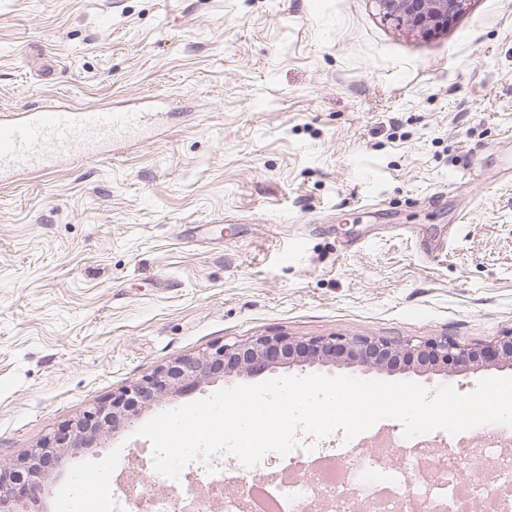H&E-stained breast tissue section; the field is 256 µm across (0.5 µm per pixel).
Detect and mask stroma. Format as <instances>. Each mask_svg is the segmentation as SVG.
<instances>
[{
	"mask_svg": "<svg viewBox=\"0 0 512 512\" xmlns=\"http://www.w3.org/2000/svg\"><path fill=\"white\" fill-rule=\"evenodd\" d=\"M169 104L160 131L0 184V462L172 359L259 336L461 346L512 332V0L420 37L373 0H0V111ZM456 376L393 373L472 391ZM65 458L40 512L151 455ZM393 419L301 450L422 471L455 439Z\"/></svg>",
	"mask_w": 512,
	"mask_h": 512,
	"instance_id": "1",
	"label": "stroma"
}]
</instances>
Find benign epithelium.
<instances>
[{"mask_svg": "<svg viewBox=\"0 0 512 512\" xmlns=\"http://www.w3.org/2000/svg\"><path fill=\"white\" fill-rule=\"evenodd\" d=\"M382 20L428 36L448 29L470 0H372ZM415 360L418 372L448 375L489 366L512 369V333L493 346L460 347L446 339L415 344L369 337L301 341L288 336H260L212 346L196 355L178 357L112 399L68 421L46 437L18 464L0 465V512H28L40 500L52 464L67 454L93 448L142 411L171 403L220 378L253 376L283 364L305 363L351 368L360 373H391L397 360Z\"/></svg>", "mask_w": 512, "mask_h": 512, "instance_id": "obj_1", "label": "benign epithelium"}]
</instances>
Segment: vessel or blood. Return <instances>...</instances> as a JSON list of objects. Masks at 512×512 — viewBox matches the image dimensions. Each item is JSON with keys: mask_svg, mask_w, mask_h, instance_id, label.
Wrapping results in <instances>:
<instances>
[{"mask_svg": "<svg viewBox=\"0 0 512 512\" xmlns=\"http://www.w3.org/2000/svg\"><path fill=\"white\" fill-rule=\"evenodd\" d=\"M159 118L156 112L81 108L55 101L2 113L0 182L18 170L48 173L61 157L133 138Z\"/></svg>", "mask_w": 512, "mask_h": 512, "instance_id": "vessel-or-blood-1", "label": "vessel or blood"}]
</instances>
